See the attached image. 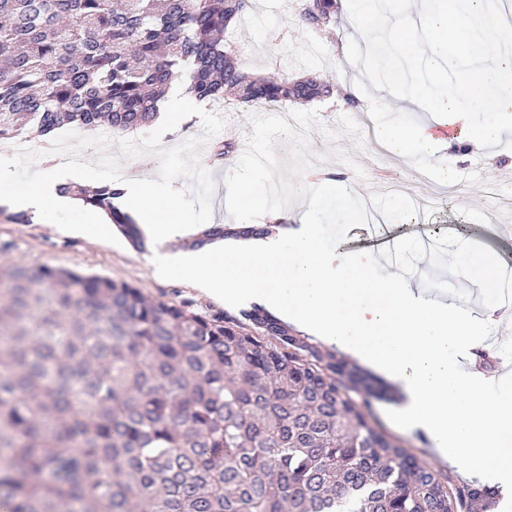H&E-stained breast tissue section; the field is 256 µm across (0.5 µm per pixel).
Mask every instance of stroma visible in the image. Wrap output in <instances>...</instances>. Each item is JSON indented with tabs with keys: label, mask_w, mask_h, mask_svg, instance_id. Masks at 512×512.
I'll list each match as a JSON object with an SVG mask.
<instances>
[{
	"label": "stroma",
	"mask_w": 512,
	"mask_h": 512,
	"mask_svg": "<svg viewBox=\"0 0 512 512\" xmlns=\"http://www.w3.org/2000/svg\"><path fill=\"white\" fill-rule=\"evenodd\" d=\"M290 0H260L233 24L227 39L236 48L241 68L255 76L288 74L295 79L314 77L332 85L347 83L362 104V111L348 108L340 94L308 103L289 105L288 110L308 133L300 140L281 122L275 109L256 110L251 122H242L234 101L219 105L227 118L226 128L214 140L204 142L198 151V163L214 181L211 220L224 224H252V207L229 193L239 185L260 192L265 184L278 188L270 207L276 219L269 222V237L281 240L283 232L305 217L320 224L323 248L342 250L354 258H365L372 250L365 244L369 237L360 223L347 221L339 205L373 199L380 211H392L386 229L401 246V264L417 271L416 282L424 288L442 291L460 301L464 308L478 312L487 301L479 291L464 295L466 284L459 271L462 264L443 266L435 251L424 250L422 237H432L445 246L446 253L466 251L464 264L485 262L493 273H500V256L512 252V240L498 238V226L512 225V213L500 207L497 197L512 194V132L498 141L458 158L447 140H439L428 156L430 172L419 180L415 168L401 158L376 147L374 132L360 129L361 113H370L374 123L392 119L409 120L406 112H384L388 94L368 75L363 63L369 58L368 43L354 22V0H338L339 13L334 26L307 29L274 44L270 32L287 28L294 16ZM234 142L236 150L220 163H212L213 146ZM267 156L265 165H257L256 152ZM454 170L456 193H448L441 183L444 170ZM331 173L343 183L338 204L313 212V182L316 175ZM408 183L409 192L395 197L383 193L380 176ZM78 218L60 214L56 224L30 220L26 224L10 221L0 214V266H44L81 271L125 281L140 288L151 298L180 303L213 314L241 316L245 304L230 305L206 295L190 275L166 274L153 264V256L171 261L177 256L169 243L135 249L119 233L103 241H92L71 232ZM391 400L373 402L371 418L386 434L414 454L419 463L436 471L451 484L471 483L472 476L458 463L441 460L429 439L405 427Z\"/></svg>",
	"instance_id": "obj_1"
}]
</instances>
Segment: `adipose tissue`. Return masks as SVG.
<instances>
[{
  "label": "adipose tissue",
  "mask_w": 512,
  "mask_h": 512,
  "mask_svg": "<svg viewBox=\"0 0 512 512\" xmlns=\"http://www.w3.org/2000/svg\"><path fill=\"white\" fill-rule=\"evenodd\" d=\"M355 18L363 37L377 31L388 36L390 58L377 75L379 84L400 88L415 108L460 123L456 145L490 141L512 123V51L506 49L512 28L500 22L497 0H456L451 9L440 0H420L411 14L403 0L384 8L378 0H362ZM454 63L476 86L474 97L455 96ZM204 108L185 86L175 85L157 122L169 132ZM480 113L488 122H476ZM376 139L411 163L434 134L425 126L386 122L378 125ZM77 175L70 164L58 162L22 189L0 174V200L49 224L56 214L75 210V200L60 188ZM285 237L283 245L190 251L173 267L190 273L210 295L262 298L325 343L345 346L398 387L402 423L426 432L443 458L464 460L472 475L512 494V390L487 395L488 380L473 366L481 336L498 322L496 308L474 314L385 273L376 259L356 261L324 250L315 223L286 230ZM281 277L290 284L285 296L271 287Z\"/></svg>",
  "instance_id": "ef3b65f1"
}]
</instances>
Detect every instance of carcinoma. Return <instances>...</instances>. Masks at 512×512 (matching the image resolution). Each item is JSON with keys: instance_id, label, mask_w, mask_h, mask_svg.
Here are the masks:
<instances>
[{"instance_id": "carcinoma-1", "label": "carcinoma", "mask_w": 512, "mask_h": 512, "mask_svg": "<svg viewBox=\"0 0 512 512\" xmlns=\"http://www.w3.org/2000/svg\"><path fill=\"white\" fill-rule=\"evenodd\" d=\"M251 0H0V141L151 124L170 85L241 107L332 95L315 78L245 73L224 44ZM301 0V25L336 22ZM120 184L82 201L133 247ZM268 228L207 224L186 244ZM226 315L43 267L0 270V512H490L366 410L392 388L262 307Z\"/></svg>"}]
</instances>
